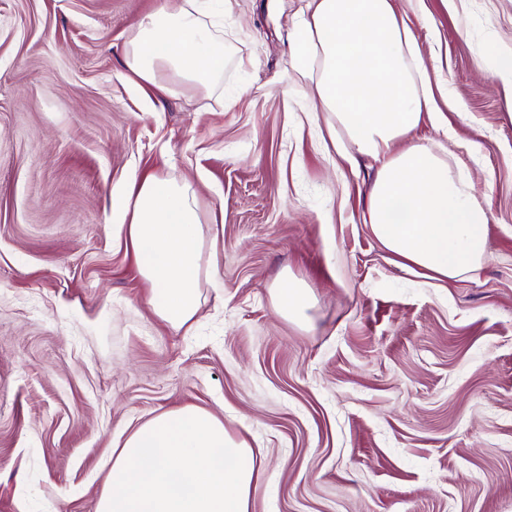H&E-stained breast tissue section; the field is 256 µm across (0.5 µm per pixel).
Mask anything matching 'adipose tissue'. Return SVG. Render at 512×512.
I'll use <instances>...</instances> for the list:
<instances>
[{
  "label": "adipose tissue",
  "mask_w": 512,
  "mask_h": 512,
  "mask_svg": "<svg viewBox=\"0 0 512 512\" xmlns=\"http://www.w3.org/2000/svg\"><path fill=\"white\" fill-rule=\"evenodd\" d=\"M301 77L315 86L354 150L379 160L363 222L401 266L455 281L486 256L487 213L468 182L427 145L408 143L433 107L429 79L394 0H306L288 34ZM130 80L162 96L217 90L224 17L208 0H164L125 43ZM117 241L131 251L155 314L173 326L199 308L206 245L199 192L187 179L133 177L117 206ZM98 512H250L262 469L246 441L211 411L185 406L144 422L112 452Z\"/></svg>",
  "instance_id": "1"
}]
</instances>
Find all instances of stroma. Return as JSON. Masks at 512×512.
Instances as JSON below:
<instances>
[{
	"label": "stroma",
	"mask_w": 512,
	"mask_h": 512,
	"mask_svg": "<svg viewBox=\"0 0 512 512\" xmlns=\"http://www.w3.org/2000/svg\"><path fill=\"white\" fill-rule=\"evenodd\" d=\"M160 3L0 0V512H97L115 441L185 405L254 448L250 512H512V0H396L442 81L410 140L489 204L480 271L441 288L364 224L378 162L308 117L304 0H235L223 91L148 98L125 37ZM142 172L192 180L217 238L189 328L113 235ZM306 301L307 293L305 289L288 281L286 285L279 288L275 307L283 317L297 316L304 309Z\"/></svg>",
	"instance_id": "obj_1"
}]
</instances>
